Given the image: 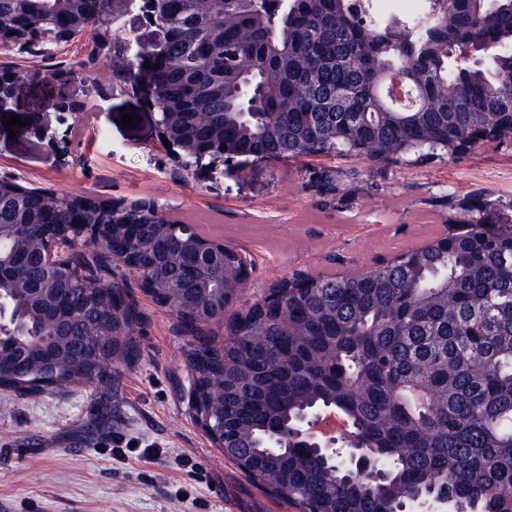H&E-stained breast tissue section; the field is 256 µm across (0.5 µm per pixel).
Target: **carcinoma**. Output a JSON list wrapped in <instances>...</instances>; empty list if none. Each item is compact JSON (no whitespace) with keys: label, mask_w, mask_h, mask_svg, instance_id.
I'll use <instances>...</instances> for the list:
<instances>
[{"label":"carcinoma","mask_w":512,"mask_h":512,"mask_svg":"<svg viewBox=\"0 0 512 512\" xmlns=\"http://www.w3.org/2000/svg\"><path fill=\"white\" fill-rule=\"evenodd\" d=\"M107 5L0 0V26L35 27L52 42ZM142 12L165 37L131 57L129 38L112 34L115 75L153 89L159 120L185 113L182 137L201 152L184 162L197 168L332 155L399 163L512 140V0H416L402 17L375 0H142ZM389 81L410 91V109L388 100ZM351 180L323 171L309 185L331 206ZM17 186L5 177L0 188V224L25 225L0 273V341L32 356L19 365L4 353L0 386L33 393L101 382L117 356H135L130 337L112 335L111 297L92 285L112 257L72 261L83 273L55 298L59 335L31 293L9 284L26 277L30 244L75 224L117 226L129 272L153 278L140 247L156 216ZM446 231L448 244L401 251L360 278L274 281L270 298L224 318L222 343L194 311L196 300L224 309L216 279L157 295L189 336L199 399L224 382L234 463L298 512H410L424 501L437 512H512V213L450 196ZM184 238L178 228L161 242L170 279L193 262ZM317 405L347 414L380 481L349 475L339 459L332 477L318 453L291 441L271 447L272 427L293 428Z\"/></svg>","instance_id":"cac0c4a2"}]
</instances>
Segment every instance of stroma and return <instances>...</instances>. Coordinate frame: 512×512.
Here are the masks:
<instances>
[{"label":"stroma","instance_id":"1","mask_svg":"<svg viewBox=\"0 0 512 512\" xmlns=\"http://www.w3.org/2000/svg\"><path fill=\"white\" fill-rule=\"evenodd\" d=\"M141 5L111 0L68 43L0 48V72L21 75L18 118H55L68 101L92 112L58 126L72 147L65 159L27 128L12 136L0 125V177L57 194L156 200L169 220L251 253L245 304L292 273L343 276L427 243L444 229L448 197L512 204V142L408 165L299 158L182 171L159 139L156 112L111 62L89 56L93 38L116 29L147 42ZM125 108L134 127L119 123ZM350 168L351 192L323 207L311 172ZM115 276L140 313L133 359L117 360L102 383L36 395L0 388V512H294L211 444L188 406L193 371L175 315L134 275Z\"/></svg>","mask_w":512,"mask_h":512}]
</instances>
